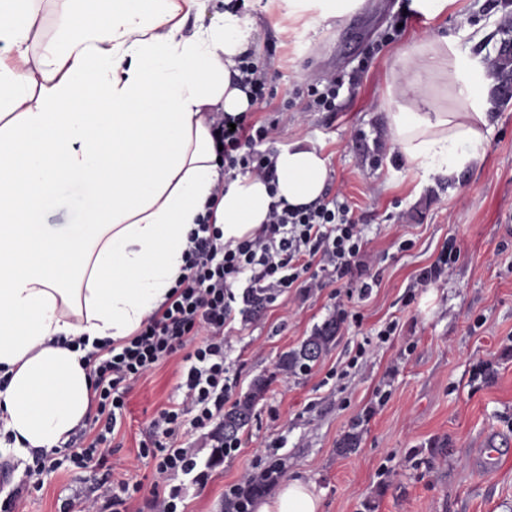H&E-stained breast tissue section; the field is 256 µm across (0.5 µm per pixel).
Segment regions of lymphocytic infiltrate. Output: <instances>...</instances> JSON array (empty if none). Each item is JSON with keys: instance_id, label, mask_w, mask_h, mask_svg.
<instances>
[{"instance_id": "1", "label": "lymphocytic infiltrate", "mask_w": 512, "mask_h": 512, "mask_svg": "<svg viewBox=\"0 0 512 512\" xmlns=\"http://www.w3.org/2000/svg\"><path fill=\"white\" fill-rule=\"evenodd\" d=\"M236 69L237 84L251 105L273 111V94L260 57L247 52L237 58ZM276 125V120H258L250 112L221 114L213 137L222 147L225 171L249 172L275 186L272 154L262 145ZM364 243L362 226L338 195H324L302 206L274 201L259 232L234 244L224 242L222 231L209 217H201L189 235L182 274L139 330L116 343L91 344L83 337L69 340V347L85 352L96 419L102 428L87 447L71 450L62 460L44 450H32L24 486L41 488L43 475L66 462L88 467L121 422L131 382L182 350L186 353L180 382L184 399L158 413L151 422V436L139 448L141 457L155 461L151 512H179L182 488L170 479L191 475L197 467L195 450L186 436L221 423L230 400L224 331L235 304L256 298L269 303L287 289L314 288L310 271L315 267L329 283L350 280L359 296H366L372 282L352 276Z\"/></svg>"}]
</instances>
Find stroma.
<instances>
[{
	"instance_id": "stroma-1",
	"label": "stroma",
	"mask_w": 512,
	"mask_h": 512,
	"mask_svg": "<svg viewBox=\"0 0 512 512\" xmlns=\"http://www.w3.org/2000/svg\"><path fill=\"white\" fill-rule=\"evenodd\" d=\"M409 0H370L341 17L307 9L287 15L284 0H203L189 24L235 9L267 61L288 117L266 147L302 138L328 160L326 190L343 193L365 228L360 268L376 279L363 299L332 287L290 289L234 319L225 351L240 399L259 376L269 386L235 455L213 460L212 429L189 432L204 476L175 477L183 512H225L224 491L277 458L281 478L315 484L322 512H512V101L494 105L482 160L454 181L422 180L385 136L386 75L410 37L453 36L468 57L493 55L512 6L454 0L428 19ZM335 77L336 109L306 108L312 88ZM460 252L447 279L418 278L446 244ZM331 349L311 368L284 373L280 356L332 316ZM388 342L376 333L388 323ZM369 345H362L363 337ZM182 354L135 381L103 465H66L39 489L21 488V452L0 450L15 470V512H63L103 498L117 480L141 483L132 512H150L155 462L138 448L161 409L183 399ZM356 448L341 452L347 436Z\"/></svg>"
}]
</instances>
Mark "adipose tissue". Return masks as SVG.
<instances>
[{
  "label": "adipose tissue",
  "mask_w": 512,
  "mask_h": 512,
  "mask_svg": "<svg viewBox=\"0 0 512 512\" xmlns=\"http://www.w3.org/2000/svg\"><path fill=\"white\" fill-rule=\"evenodd\" d=\"M54 6L60 33L47 39L35 0H0V433L25 451L60 447L89 410L90 371L65 339L133 334L181 273L199 217L213 213L234 243L267 222L273 197L310 203L328 178L305 138L277 151L276 193L225 175L215 116L250 109L231 70L250 48L239 14L191 29L178 0ZM487 72L439 34L393 57L387 129L411 168L452 179L481 159ZM438 80L456 110L437 106ZM68 187L79 221L48 223ZM256 512H322V498L288 479Z\"/></svg>",
  "instance_id": "ef3b65f1"
}]
</instances>
